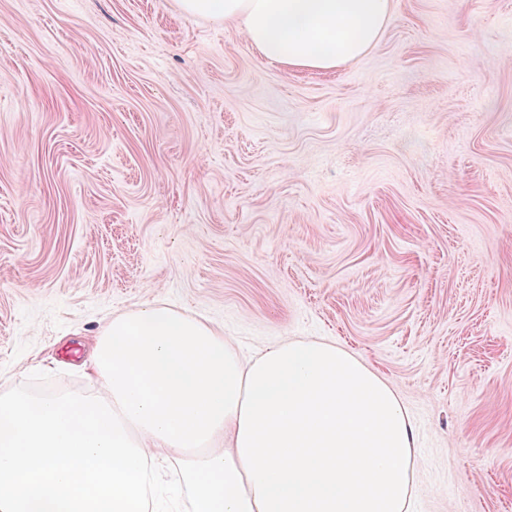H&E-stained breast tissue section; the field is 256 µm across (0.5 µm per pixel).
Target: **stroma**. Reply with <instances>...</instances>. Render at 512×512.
<instances>
[{
  "label": "stroma",
  "instance_id": "stroma-1",
  "mask_svg": "<svg viewBox=\"0 0 512 512\" xmlns=\"http://www.w3.org/2000/svg\"><path fill=\"white\" fill-rule=\"evenodd\" d=\"M146 303L335 344L416 433L411 512H512V0H394L330 72L177 0H0V390Z\"/></svg>",
  "mask_w": 512,
  "mask_h": 512
}]
</instances>
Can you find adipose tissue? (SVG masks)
Segmentation results:
<instances>
[{
  "label": "adipose tissue",
  "instance_id": "adipose-tissue-1",
  "mask_svg": "<svg viewBox=\"0 0 512 512\" xmlns=\"http://www.w3.org/2000/svg\"><path fill=\"white\" fill-rule=\"evenodd\" d=\"M238 21L268 61L327 72L372 49L393 0H178ZM130 441L184 459L192 512H408L415 428L361 360L284 340L243 361L222 329L158 304L103 325L86 362Z\"/></svg>",
  "mask_w": 512,
  "mask_h": 512
}]
</instances>
